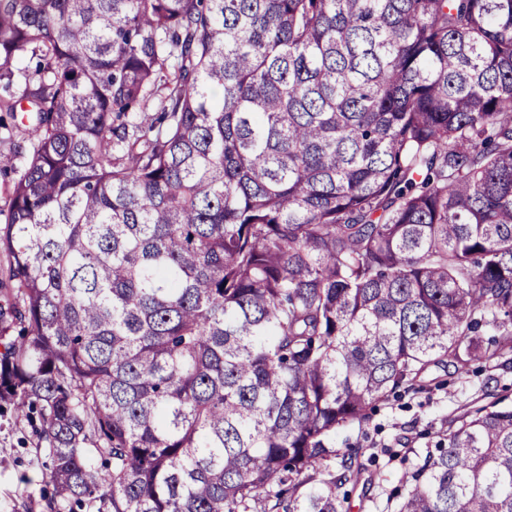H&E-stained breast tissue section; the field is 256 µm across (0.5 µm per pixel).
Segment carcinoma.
I'll return each mask as SVG.
<instances>
[{
	"instance_id": "carcinoma-1",
	"label": "carcinoma",
	"mask_w": 512,
	"mask_h": 512,
	"mask_svg": "<svg viewBox=\"0 0 512 512\" xmlns=\"http://www.w3.org/2000/svg\"><path fill=\"white\" fill-rule=\"evenodd\" d=\"M25 111L0 403L46 512H345L341 429L512 366V0H0ZM387 508L512 512V402Z\"/></svg>"
}]
</instances>
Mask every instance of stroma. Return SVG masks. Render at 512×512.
Returning a JSON list of instances; mask_svg holds the SVG:
<instances>
[{"instance_id": "1", "label": "stroma", "mask_w": 512, "mask_h": 512, "mask_svg": "<svg viewBox=\"0 0 512 512\" xmlns=\"http://www.w3.org/2000/svg\"><path fill=\"white\" fill-rule=\"evenodd\" d=\"M512 397V370L488 382L486 371L457 373L433 366L418 392L379 405L364 426L346 427L336 436L340 448L361 449L364 470L347 503L349 512H386L388 498L420 457L434 450L450 419L485 391ZM48 460L26 420L9 405L0 406V512H42L49 492Z\"/></svg>"}]
</instances>
